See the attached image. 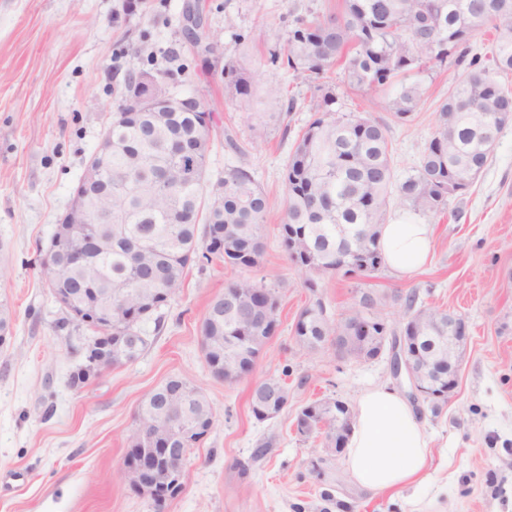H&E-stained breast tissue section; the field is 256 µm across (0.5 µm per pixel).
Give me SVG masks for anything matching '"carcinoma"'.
Here are the masks:
<instances>
[{"mask_svg":"<svg viewBox=\"0 0 512 512\" xmlns=\"http://www.w3.org/2000/svg\"><path fill=\"white\" fill-rule=\"evenodd\" d=\"M494 32L492 55L471 54L470 38L478 30ZM465 65L457 84L438 105V124L414 173L394 183L385 125L367 114L336 109L335 83L328 76L341 66L347 83L362 91L400 83L386 108L406 121L420 108L424 90L408 77L448 59ZM276 69L293 71L313 88L303 101L277 82L257 90L244 54L224 58V100L243 112L264 102L290 114L300 106L319 114L296 141L284 166L285 198L279 224L281 246L289 261L313 274L368 276L384 265L378 238L391 196L422 214H438L448 198L464 192L487 166L505 127L493 116L512 113V90L497 76L512 72V0H343L339 12L312 13L291 28L280 48L269 52ZM147 81L150 95L135 109L117 107L112 115V152L106 167L111 215L92 224H72V240L87 236L105 241L95 265L72 268L58 256L46 274L76 292L74 312L63 324L79 323L76 313L93 305L112 311V329L136 338L127 361L147 345L144 326L163 327L162 305L150 303L140 317L117 314V306L135 307L150 294L170 289L174 298L185 269L197 258H218L242 269L257 266L263 255L261 228L272 208L251 171L236 166L213 183L208 158L215 134L213 112L196 111L188 98L179 112L170 110L174 87L169 74H129L125 90ZM273 302L275 292L249 279L230 284L209 305L210 336L224 358L240 354L251 336H273L280 309L268 307V327L249 322L242 312L257 304L259 291ZM406 334L420 337L428 356L437 354L433 337L448 329V312L415 307L405 297ZM361 309L338 321L326 318L321 299L305 306L293 336H312L322 345L348 336ZM183 406L189 417H214L202 394L186 383Z\"/></svg>","mask_w":512,"mask_h":512,"instance_id":"carcinoma-1","label":"carcinoma"}]
</instances>
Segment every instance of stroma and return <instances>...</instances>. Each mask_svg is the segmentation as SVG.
I'll use <instances>...</instances> for the list:
<instances>
[{"instance_id":"obj_1","label":"stroma","mask_w":512,"mask_h":512,"mask_svg":"<svg viewBox=\"0 0 512 512\" xmlns=\"http://www.w3.org/2000/svg\"><path fill=\"white\" fill-rule=\"evenodd\" d=\"M187 0H0V297L13 312L11 339L0 349V512H155L133 493L122 469L135 414L144 395L172 376L198 387L216 422L189 452L185 488L164 512H512V123L465 194L444 213L427 214L435 245L422 270L400 276H319L330 319L344 317L361 292H372L393 330L406 312L400 298L415 293L421 307L463 316L470 340L456 396L439 410L414 409L433 442L429 474L402 495L369 494L350 478L343 455L312 473L322 443L295 431L297 410L313 401L355 403L366 389L395 378L389 352L370 360L338 358L332 347L310 351L292 328L312 295L306 275L282 251L278 226L283 167L315 115L300 108L283 122L265 107L241 112L224 102L221 75L207 74L181 34ZM210 31L234 53L235 34L252 51L246 63L259 83L281 82L310 97L307 83L273 70L267 50L307 12L340 10L341 0H199ZM232 17L235 30L224 27ZM174 71L175 89L200 96L215 116L208 160L211 179L246 166L273 209L262 228L260 264L241 270L215 259L186 272L163 309L161 331L130 363L73 387L90 332L65 324L66 313L46 287L40 262L59 217L70 205L89 158L132 71ZM455 64L419 74L420 109L406 121L385 108L392 89L371 94L336 85L341 112H367L385 123L396 180L412 174L436 126L437 107L458 80ZM266 130L251 137L252 126ZM241 143L224 147L225 134ZM275 288L281 327L266 344L251 378H216L201 348L200 324L211 300L240 278ZM281 379L290 401L277 417L256 420L249 407L254 381ZM263 456H255L259 444Z\"/></svg>"}]
</instances>
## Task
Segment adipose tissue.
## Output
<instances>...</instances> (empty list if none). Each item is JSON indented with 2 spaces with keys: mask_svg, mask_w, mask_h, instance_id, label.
<instances>
[{
  "mask_svg": "<svg viewBox=\"0 0 512 512\" xmlns=\"http://www.w3.org/2000/svg\"><path fill=\"white\" fill-rule=\"evenodd\" d=\"M433 227L417 221L385 224L379 248L385 262L409 275L428 260ZM355 422L345 445L346 469L369 493L397 492L417 480L431 457L430 441L411 405L386 386L365 390L354 408Z\"/></svg>",
  "mask_w": 512,
  "mask_h": 512,
  "instance_id": "1",
  "label": "adipose tissue"
}]
</instances>
